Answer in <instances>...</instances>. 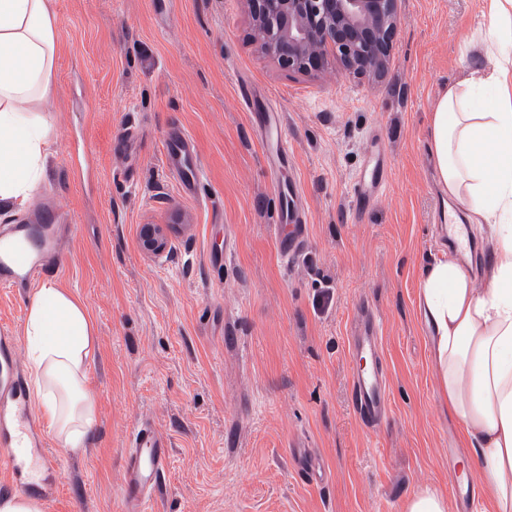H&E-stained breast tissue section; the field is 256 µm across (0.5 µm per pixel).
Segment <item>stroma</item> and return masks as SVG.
Here are the masks:
<instances>
[{
  "label": "stroma",
  "instance_id": "1",
  "mask_svg": "<svg viewBox=\"0 0 512 512\" xmlns=\"http://www.w3.org/2000/svg\"><path fill=\"white\" fill-rule=\"evenodd\" d=\"M54 94L35 115L49 152L33 199L0 228L59 224L54 282L95 331L86 368L98 423L60 464L43 512H120L126 432L150 418L172 444L155 512H400L415 491L451 496L469 448L442 404L418 311L422 267L462 211L436 184L427 145L439 93L463 65L483 0H402L383 77L288 70L254 40L244 0H51ZM255 87L245 109L238 83ZM283 115L294 157L271 178L250 111ZM133 150L119 149L128 125ZM201 162L195 196L165 170L173 130ZM380 147L387 180L364 218L358 175ZM297 185L304 252L274 240L277 183ZM181 221L144 254V224ZM381 323L390 412L351 404L349 338L360 306ZM324 473L309 481L292 452Z\"/></svg>",
  "mask_w": 512,
  "mask_h": 512
}]
</instances>
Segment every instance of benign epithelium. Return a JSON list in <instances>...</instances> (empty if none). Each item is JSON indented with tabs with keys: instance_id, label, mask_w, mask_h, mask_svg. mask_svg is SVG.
Instances as JSON below:
<instances>
[{
	"instance_id": "1",
	"label": "benign epithelium",
	"mask_w": 512,
	"mask_h": 512,
	"mask_svg": "<svg viewBox=\"0 0 512 512\" xmlns=\"http://www.w3.org/2000/svg\"><path fill=\"white\" fill-rule=\"evenodd\" d=\"M261 50L298 72L341 65L354 75L384 72L399 20L400 0H246ZM165 228L143 224L140 248L160 255Z\"/></svg>"
}]
</instances>
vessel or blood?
Returning a JSON list of instances; mask_svg holds the SVG:
<instances>
[{
	"mask_svg": "<svg viewBox=\"0 0 512 512\" xmlns=\"http://www.w3.org/2000/svg\"><path fill=\"white\" fill-rule=\"evenodd\" d=\"M254 125L269 150L266 162L270 173L287 164L292 151L284 134L281 113L254 112ZM165 159L186 193H193L201 178L200 161L191 141L183 134L170 135ZM386 180L383 164L361 173L354 185L357 208H365ZM297 187L278 190L279 211L273 234L279 254L291 261L304 248L306 220L295 207ZM59 228L54 224H12L0 231V288H24L58 273L47 262L56 251ZM378 325L372 314L360 319L350 344L352 407L368 425L381 423L388 410L387 374L381 357ZM43 430L27 398L26 377L10 326H0V492L32 494L42 501L53 497L46 474L55 472V457L40 451ZM170 459L167 436L149 419L135 420L126 435L122 465L123 512H150L160 494Z\"/></svg>",
	"mask_w": 512,
	"mask_h": 512,
	"instance_id": "vessel-or-blood-1",
	"label": "vessel or blood"
}]
</instances>
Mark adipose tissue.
Returning a JSON list of instances; mask_svg holds the SVG:
<instances>
[{"mask_svg":"<svg viewBox=\"0 0 512 512\" xmlns=\"http://www.w3.org/2000/svg\"><path fill=\"white\" fill-rule=\"evenodd\" d=\"M483 17L478 48L488 63L440 93L428 153L442 194L491 231L487 272L478 286L453 258L434 259L418 306L474 482L493 512H512V0H485ZM58 37L51 0H0V207L32 199L41 185L48 133L33 108L53 95ZM23 335L34 403L63 447L83 448L97 421L84 384L95 340L84 305L42 284Z\"/></svg>","mask_w":512,"mask_h":512,"instance_id":"ef3b65f1","label":"adipose tissue"}]
</instances>
